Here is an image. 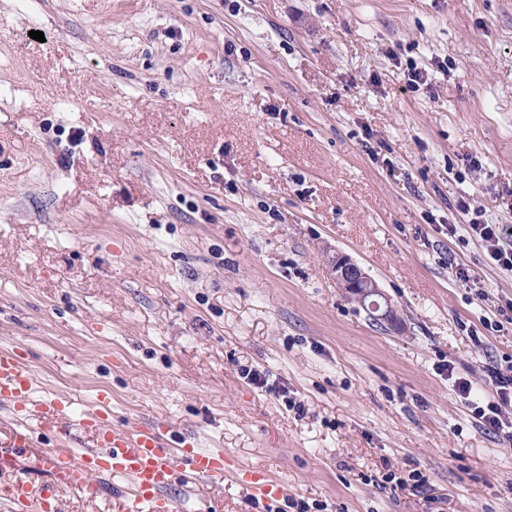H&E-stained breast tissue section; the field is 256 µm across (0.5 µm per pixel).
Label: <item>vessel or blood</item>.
I'll return each mask as SVG.
<instances>
[{"instance_id": "vessel-or-blood-1", "label": "vessel or blood", "mask_w": 512, "mask_h": 512, "mask_svg": "<svg viewBox=\"0 0 512 512\" xmlns=\"http://www.w3.org/2000/svg\"><path fill=\"white\" fill-rule=\"evenodd\" d=\"M0 404L13 416L11 443L26 446L34 426L60 423L72 406L68 396L41 397L19 350H0ZM92 442L80 450L57 449L39 454L38 468L44 479L19 478L11 485L12 503H37L39 512H60L61 493L77 489L87 497L99 493L102 479L112 482L114 512H174L170 489L175 480L221 483L228 456L221 449L201 447L195 439L167 443L159 426L143 422L114 424L102 406L88 411L79 421ZM245 487L251 500L272 503L283 495L279 483L264 472L248 474Z\"/></svg>"}]
</instances>
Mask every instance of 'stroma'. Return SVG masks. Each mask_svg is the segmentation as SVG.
<instances>
[{"label": "stroma", "instance_id": "stroma-1", "mask_svg": "<svg viewBox=\"0 0 512 512\" xmlns=\"http://www.w3.org/2000/svg\"><path fill=\"white\" fill-rule=\"evenodd\" d=\"M1 79L0 347L69 423L103 392L228 452L175 512H512V449L438 370L483 396L512 355V273L441 231L463 196L512 225V0H0ZM57 446L0 456V512ZM253 467L284 499L251 501ZM413 468L428 493L379 487ZM333 269L338 283L343 288L349 286L357 291L363 304L367 305L378 321L389 325L395 323V313L389 299L350 257L337 254Z\"/></svg>", "mask_w": 512, "mask_h": 512}]
</instances>
